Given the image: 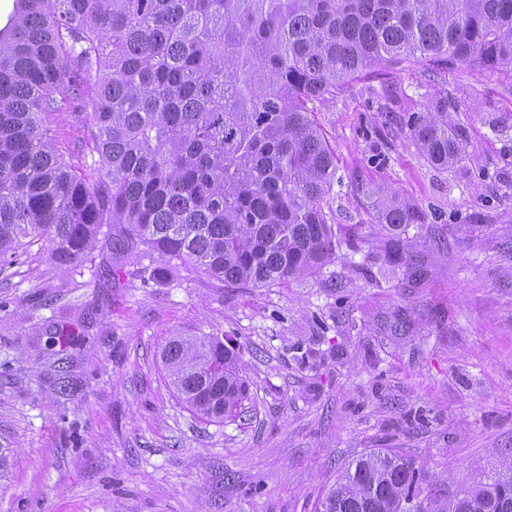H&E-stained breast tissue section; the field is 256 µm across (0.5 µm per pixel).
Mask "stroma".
I'll list each match as a JSON object with an SVG mask.
<instances>
[{"label":"stroma","mask_w":512,"mask_h":512,"mask_svg":"<svg viewBox=\"0 0 512 512\" xmlns=\"http://www.w3.org/2000/svg\"><path fill=\"white\" fill-rule=\"evenodd\" d=\"M442 104L466 141L446 170L410 131ZM314 117L338 178L319 274L220 288L182 268L146 286L138 257L116 276L101 253L68 270L37 245L0 269V443L15 450L0 512H316L379 448L448 493L512 461V76L391 69ZM354 177L425 214L399 232L414 266L387 261ZM55 322L85 336L72 396L46 349ZM202 334L241 352L248 398L221 423L180 403L161 361L170 337Z\"/></svg>","instance_id":"1"}]
</instances>
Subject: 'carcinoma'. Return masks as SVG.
<instances>
[{"label": "carcinoma", "mask_w": 512, "mask_h": 512, "mask_svg": "<svg viewBox=\"0 0 512 512\" xmlns=\"http://www.w3.org/2000/svg\"><path fill=\"white\" fill-rule=\"evenodd\" d=\"M0 30V264L41 242L69 267L99 243L149 259L161 284L189 266L219 286L317 274L336 256L323 203L335 156L316 105L377 67L435 75L456 66L512 73V0H16ZM75 103L91 137L56 141L48 121ZM412 135L448 169L463 144L448 113ZM101 172L88 178L84 170ZM391 231L424 218L383 186L354 185ZM390 262L408 265L401 240ZM68 379L80 333L49 331ZM170 384L222 422L247 387L218 336H173ZM422 472L389 449L352 461L317 512H512V464L488 482L421 495Z\"/></svg>", "instance_id": "cac0c4a2"}]
</instances>
